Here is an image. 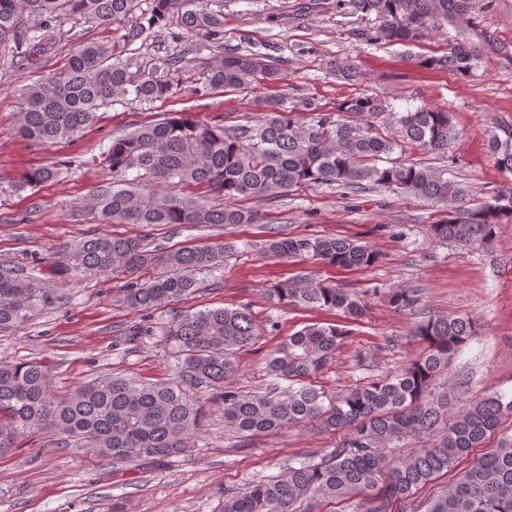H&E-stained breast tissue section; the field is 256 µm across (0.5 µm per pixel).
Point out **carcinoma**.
<instances>
[{
    "instance_id": "carcinoma-1",
    "label": "carcinoma",
    "mask_w": 512,
    "mask_h": 512,
    "mask_svg": "<svg viewBox=\"0 0 512 512\" xmlns=\"http://www.w3.org/2000/svg\"><path fill=\"white\" fill-rule=\"evenodd\" d=\"M211 3L152 0L150 13L129 26L123 40L127 45L143 42L154 28L174 23L179 31L173 40L201 34L218 45L224 14ZM345 6L353 14L374 16L371 42L411 44L430 31L453 27L456 35L448 37V52L426 63L459 77L473 75L490 52L512 59L511 48L468 17L469 0H345ZM132 8L133 0H0V44H13L18 58L32 61L41 50L39 31L57 18L78 15L99 25L119 24ZM281 75L274 58L227 53L203 74L201 91L254 89ZM181 83L182 67L174 54L147 59L117 52L108 42H81L64 70L21 86L19 133L42 144L73 140L93 123L99 109L117 102H163ZM261 104L265 114L256 124L232 132L224 128L221 115L208 121L171 117L113 138L100 163L122 179L99 185L81 209L99 224H261L258 211L233 200L320 185L358 188L369 182L442 204L448 219L430 225V232L460 248L487 244L501 225L512 224V188L473 203L467 190L444 173L391 158L407 146L448 151L458 132L446 110L420 106L389 112L396 127L392 136L375 124L388 105L371 95L347 96L336 103L334 113L322 111L309 98L270 96ZM345 114L351 120L342 119ZM489 151L497 167L512 173V127L492 136ZM131 171L138 175L128 178ZM141 171L156 182L142 183ZM59 174L58 167L46 165L32 170L25 185L37 187ZM175 181L205 184L224 203L160 190ZM231 250L232 244L223 243L157 254L141 238L103 234L71 246L63 270L102 274L162 265L164 271L153 280L127 289L126 303L147 313L194 293L196 275L222 266ZM264 250L344 269L369 268L379 259L369 245L340 238L273 237ZM272 292L289 306L335 308L355 318L364 310L355 293L312 275L280 283ZM58 299L45 280L0 269V333L22 329L32 313ZM389 302L398 310L409 309L417 302L415 290L396 289ZM262 335L246 306L186 314L168 330L182 355L176 381L109 376L65 398L51 393L44 366L0 365V449L11 447L25 430L49 425L65 439L87 441L114 464L175 456L192 447L200 429L199 393L213 391L224 404L225 423L243 437L308 424L341 433L335 448L320 460L290 462L270 480L226 492L223 512H299L304 501L375 489L378 496L365 512H392L397 503L402 505L398 512H406L414 508L416 490L455 470L512 415V397L505 394L459 407L453 393L433 388L436 376L476 335L469 319L439 315L418 325L416 335L425 348L417 359L329 404L328 394L310 379L334 358L350 331L333 324L307 325L281 342L268 362L271 375L288 386L253 395L230 389L226 383L237 373V352ZM412 436L431 443L407 457H389L387 449ZM426 512H512V434L501 435L495 447L474 459L430 501Z\"/></svg>"
}]
</instances>
